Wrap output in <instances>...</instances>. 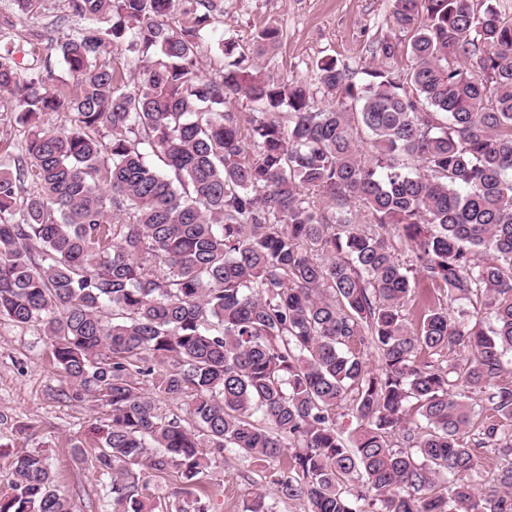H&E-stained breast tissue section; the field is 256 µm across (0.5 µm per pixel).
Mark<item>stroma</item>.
I'll list each match as a JSON object with an SVG mask.
<instances>
[{
    "mask_svg": "<svg viewBox=\"0 0 512 512\" xmlns=\"http://www.w3.org/2000/svg\"><path fill=\"white\" fill-rule=\"evenodd\" d=\"M224 10L205 37L201 59L204 75L224 70L218 49L224 35H233L241 51L251 52L256 32L266 24L282 32L277 51L255 59L259 69L274 76L315 83V63L333 56L351 68L373 62L374 40L386 37L397 45L393 63L408 70V38L388 26L391 0H221ZM67 15L60 0H47L44 10L23 19L11 38L14 55L32 59L45 54V39H61L83 26ZM64 384L52 362L49 341L41 327H18L0 322V496L9 493L8 475L17 455L39 451L47 458L55 484L70 501L73 512H109L105 481L94 466L100 438L96 432L108 420L102 405H76L60 393ZM83 457H76L74 445ZM270 466L235 451L211 457L205 488L182 482L176 471L143 475L144 493L164 505L174 499L193 501L209 495L210 512H242L256 489L266 488Z\"/></svg>",
    "mask_w": 512,
    "mask_h": 512,
    "instance_id": "stroma-1",
    "label": "stroma"
}]
</instances>
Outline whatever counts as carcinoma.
Instances as JSON below:
<instances>
[{"label":"carcinoma","instance_id":"1","mask_svg":"<svg viewBox=\"0 0 512 512\" xmlns=\"http://www.w3.org/2000/svg\"><path fill=\"white\" fill-rule=\"evenodd\" d=\"M43 2L14 0L0 31ZM66 2L96 22L46 45L69 79L0 48V109L26 134L0 169V320L43 327L61 394L111 408L96 462L113 512L157 509L146 471L202 485L207 447L290 455L245 512H512V18L497 0H393L410 71L385 37L361 78L316 63L352 112L251 69L231 35L224 72L200 76L216 0ZM280 42L267 25L253 53ZM51 112L69 126L44 127ZM420 283L443 299L412 328ZM473 302L492 326L469 319ZM147 385L191 398L194 426ZM486 455L482 495L465 478ZM8 483L0 512H71L38 451Z\"/></svg>","mask_w":512,"mask_h":512}]
</instances>
